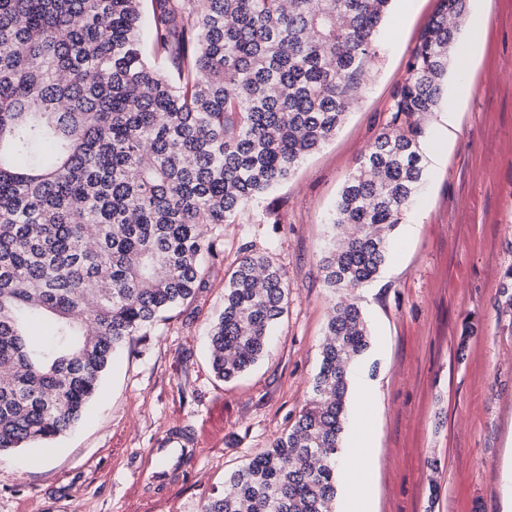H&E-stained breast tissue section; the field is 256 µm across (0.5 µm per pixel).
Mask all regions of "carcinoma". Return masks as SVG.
<instances>
[{
    "mask_svg": "<svg viewBox=\"0 0 512 512\" xmlns=\"http://www.w3.org/2000/svg\"><path fill=\"white\" fill-rule=\"evenodd\" d=\"M0 0V454L73 429L112 356L191 300L213 230L343 123L391 0ZM465 0H439L332 215L319 269L340 292L298 420L203 512H334L348 368L369 345L356 292L422 183L420 113L445 95ZM288 304L245 247L210 331L230 380ZM51 329L37 343L32 327Z\"/></svg>",
    "mask_w": 512,
    "mask_h": 512,
    "instance_id": "1",
    "label": "carcinoma"
}]
</instances>
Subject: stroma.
Instances as JSON below:
<instances>
[{"label":"stroma","instance_id":"35a3bbf8","mask_svg":"<svg viewBox=\"0 0 512 512\" xmlns=\"http://www.w3.org/2000/svg\"><path fill=\"white\" fill-rule=\"evenodd\" d=\"M455 45L479 50L474 72L449 71L446 95L423 114L426 179L358 303L371 336L356 365L378 385L349 403L340 438L335 512L363 462L356 429L372 423V512H503L512 500V0H466ZM438 0H392L368 78L336 133L235 223L218 225L219 255L194 299L166 313L114 357L80 423L55 442L0 456V512H202L225 478L270 448L312 393L335 298L319 260L329 216L376 135ZM459 121L446 133V111ZM276 208L280 221L264 215ZM288 281V310L267 353L224 382L208 330L244 246ZM195 433L196 459L149 482L166 434Z\"/></svg>","mask_w":512,"mask_h":512}]
</instances>
